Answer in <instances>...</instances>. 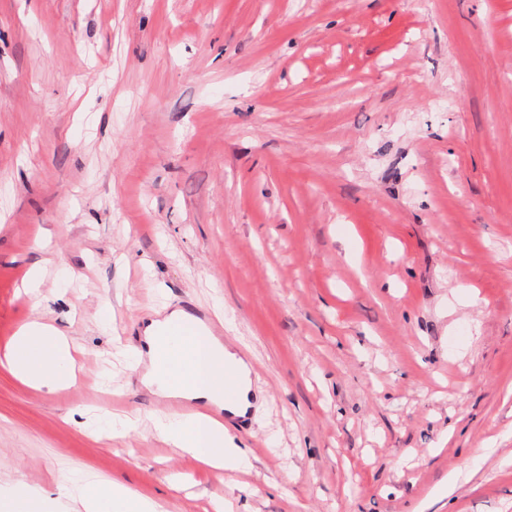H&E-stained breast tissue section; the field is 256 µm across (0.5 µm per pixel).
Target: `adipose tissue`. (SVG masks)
I'll return each instance as SVG.
<instances>
[{"mask_svg": "<svg viewBox=\"0 0 512 512\" xmlns=\"http://www.w3.org/2000/svg\"><path fill=\"white\" fill-rule=\"evenodd\" d=\"M184 310L160 309L145 325L137 347L142 388L161 396H175L202 403V410L189 416L159 411L151 423L167 444L198 459L216 474L232 473L248 461L246 451L229 429L209 415V408H222L233 417L258 411L262 394L253 386V366L249 358L221 337L185 336L174 342L162 341L159 330L185 318ZM0 365L7 367L22 383L49 393L70 385L76 378L75 362L64 334L35 316L15 333ZM232 373L239 387L236 401L224 403L215 387ZM0 499L12 512H72L80 504L82 512H163L150 497L115 481H104L86 474L69 479L63 492L53 500L39 493L12 487L0 489Z\"/></svg>", "mask_w": 512, "mask_h": 512, "instance_id": "obj_1", "label": "adipose tissue"}]
</instances>
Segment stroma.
<instances>
[{"mask_svg": "<svg viewBox=\"0 0 512 512\" xmlns=\"http://www.w3.org/2000/svg\"><path fill=\"white\" fill-rule=\"evenodd\" d=\"M34 266L80 372L0 366V486L411 512L450 481L428 512H512V0H0V350ZM168 302L265 395L220 483L120 352Z\"/></svg>", "mask_w": 512, "mask_h": 512, "instance_id": "obj_1", "label": "stroma"}]
</instances>
